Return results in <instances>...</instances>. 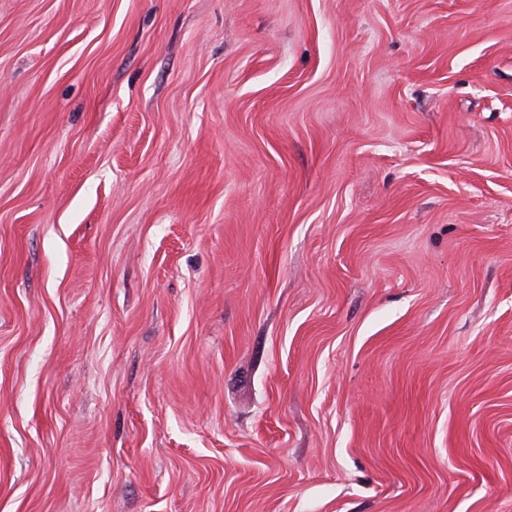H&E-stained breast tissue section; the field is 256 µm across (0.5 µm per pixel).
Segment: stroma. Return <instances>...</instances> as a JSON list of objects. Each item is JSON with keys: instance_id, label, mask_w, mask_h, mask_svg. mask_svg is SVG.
<instances>
[{"instance_id": "obj_1", "label": "stroma", "mask_w": 512, "mask_h": 512, "mask_svg": "<svg viewBox=\"0 0 512 512\" xmlns=\"http://www.w3.org/2000/svg\"><path fill=\"white\" fill-rule=\"evenodd\" d=\"M0 512H512V0H0Z\"/></svg>"}]
</instances>
